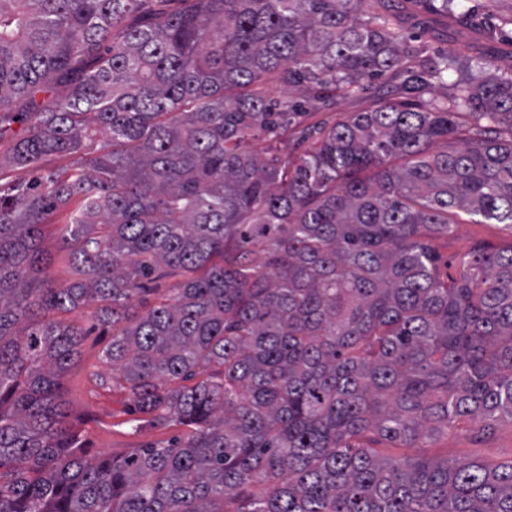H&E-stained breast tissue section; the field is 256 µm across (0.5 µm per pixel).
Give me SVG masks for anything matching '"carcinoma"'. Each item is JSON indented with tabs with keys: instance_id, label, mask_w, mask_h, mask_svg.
Returning a JSON list of instances; mask_svg holds the SVG:
<instances>
[{
	"instance_id": "obj_1",
	"label": "carcinoma",
	"mask_w": 512,
	"mask_h": 512,
	"mask_svg": "<svg viewBox=\"0 0 512 512\" xmlns=\"http://www.w3.org/2000/svg\"><path fill=\"white\" fill-rule=\"evenodd\" d=\"M142 2L0 0V130L27 127L0 161V512H512V462L371 447L512 422V246L447 280L427 243L512 224V70L424 98L471 44L425 54L396 0ZM466 2L411 0L457 36ZM386 74L295 161L253 152L305 116L266 86L325 106ZM85 306L131 412L184 436L87 455L62 402L83 332L58 317ZM65 222V213L54 216L50 224L44 226L42 240L43 249L51 256L52 263L49 274L57 285L69 284L74 275L69 264L71 248L61 239L62 224Z\"/></svg>"
}]
</instances>
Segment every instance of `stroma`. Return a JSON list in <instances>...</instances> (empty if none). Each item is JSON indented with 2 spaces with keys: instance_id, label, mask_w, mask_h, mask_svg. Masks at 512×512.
I'll return each instance as SVG.
<instances>
[{
  "instance_id": "35a3bbf8",
  "label": "stroma",
  "mask_w": 512,
  "mask_h": 512,
  "mask_svg": "<svg viewBox=\"0 0 512 512\" xmlns=\"http://www.w3.org/2000/svg\"><path fill=\"white\" fill-rule=\"evenodd\" d=\"M469 4L477 25L498 26L501 54L496 63L504 70L512 68V54L507 51L512 44V0H469ZM391 86L392 80L386 75L370 82L363 94L336 96L330 105L310 111L302 124L278 137L259 136L253 148L261 155L271 151L284 160L297 158L308 146L302 136L305 128L331 125L353 113L370 111ZM64 222V215L54 216L45 225L42 240L43 249L52 258L49 274L59 285L69 284L74 278L69 264L71 249L61 239ZM430 245L439 258L440 272L453 274L460 258L473 247L491 250L511 247L512 227L464 222L455 225L448 235L431 239ZM66 318L81 327L83 334L78 354L63 378V400L71 422L83 433L89 455L120 457L135 448L180 436L183 429L179 426L131 423L126 392L119 385L107 386L102 382L110 374L101 356L112 338L111 331L97 326L87 307L67 313ZM413 453L458 463L479 457L494 466L506 464L512 462V422L502 421L488 432L463 422L448 434L421 441Z\"/></svg>"
}]
</instances>
